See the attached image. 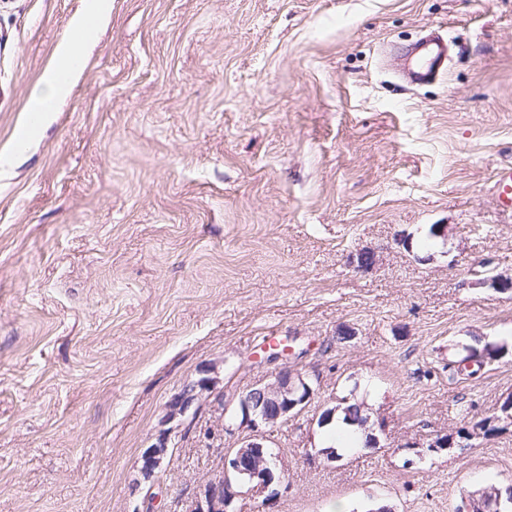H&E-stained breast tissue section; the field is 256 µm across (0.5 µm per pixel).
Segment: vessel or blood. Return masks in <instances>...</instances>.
<instances>
[{"mask_svg": "<svg viewBox=\"0 0 512 512\" xmlns=\"http://www.w3.org/2000/svg\"><path fill=\"white\" fill-rule=\"evenodd\" d=\"M447 34L429 29L409 44L387 45L386 56L396 60L397 73L410 85L424 86L444 79L448 74ZM497 202L512 209V166L499 168L494 184Z\"/></svg>", "mask_w": 512, "mask_h": 512, "instance_id": "vessel-or-blood-1", "label": "vessel or blood"}]
</instances>
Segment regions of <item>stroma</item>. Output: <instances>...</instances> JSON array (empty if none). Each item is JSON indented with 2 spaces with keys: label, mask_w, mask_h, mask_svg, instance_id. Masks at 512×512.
<instances>
[{
  "label": "stroma",
  "mask_w": 512,
  "mask_h": 512,
  "mask_svg": "<svg viewBox=\"0 0 512 512\" xmlns=\"http://www.w3.org/2000/svg\"><path fill=\"white\" fill-rule=\"evenodd\" d=\"M86 0H0V512H139L141 456L200 370L225 396L289 366L316 390L269 433L272 510L454 512L512 485V0H109L59 111L30 125ZM434 26L443 80L387 43ZM370 253V267L358 265ZM289 362H266L262 339ZM366 401L376 442L318 457L324 406ZM452 448H436L443 436ZM154 512H190L238 444L211 402L171 435ZM447 34L427 29L407 45H387L386 56L394 57L396 72L412 86H424L444 79L448 74ZM494 188L498 204L512 209V166L499 168ZM462 350L464 353L458 360L459 366H462V370L468 371V368L470 367L468 364L475 361L477 363V369L468 371V375H474L482 368L483 365L497 360L504 353L505 346L487 343L482 348L467 345L464 346Z\"/></svg>",
  "instance_id": "stroma-1"
}]
</instances>
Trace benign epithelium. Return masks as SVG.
Segmentation results:
<instances>
[{"mask_svg": "<svg viewBox=\"0 0 512 512\" xmlns=\"http://www.w3.org/2000/svg\"><path fill=\"white\" fill-rule=\"evenodd\" d=\"M216 381L205 375L190 383L185 391L169 404V416H184L205 393L215 395L224 405L223 393H214ZM314 394L312 384L295 369H282L273 381L257 383L241 394L231 420L224 429L241 434L240 445L224 452V471L203 487L195 502L194 512H236L233 502L239 489L262 498L270 506L277 492L270 489L274 482L284 480L282 456L270 452L268 431L277 423L305 409ZM172 445L170 433H161L141 457V480L147 487L145 498H154L159 474ZM466 512H507L501 499L474 497L465 502Z\"/></svg>", "mask_w": 512, "mask_h": 512, "instance_id": "7a95c632", "label": "benign epithelium"}]
</instances>
